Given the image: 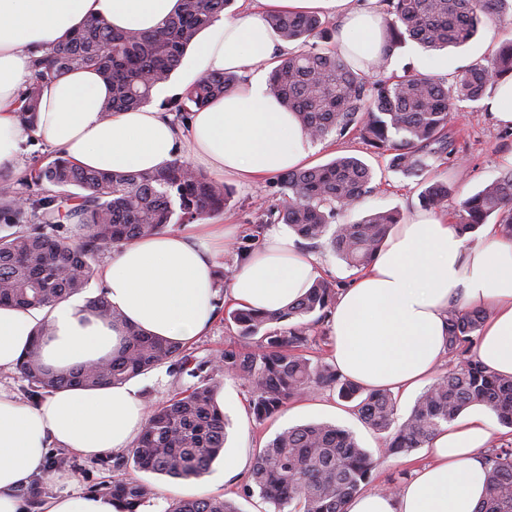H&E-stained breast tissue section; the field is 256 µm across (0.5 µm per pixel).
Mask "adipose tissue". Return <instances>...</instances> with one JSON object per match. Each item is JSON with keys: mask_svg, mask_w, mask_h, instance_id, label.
<instances>
[{"mask_svg": "<svg viewBox=\"0 0 512 512\" xmlns=\"http://www.w3.org/2000/svg\"><path fill=\"white\" fill-rule=\"evenodd\" d=\"M352 0H246L238 16L222 15L193 46L197 74L244 76L238 88L192 113L180 132L155 105L104 117L111 87L95 70L69 73L43 90L35 131L16 114L32 77V59L92 18L118 29L150 30L174 14L179 0H0V169L17 172L19 146L41 138L76 166L102 171L160 169L175 157L216 179L252 183L305 166L312 151L294 113L269 93L261 64L287 44L265 17L272 11H315L336 19L337 53L369 73L383 66L384 16L356 10ZM229 224L186 225L113 249L98 271L124 325L95 317L76 296L52 309L0 307V374L14 371L43 322L45 366L66 371L117 353L125 326L192 344L216 317L217 248L230 241ZM318 275V261L298 250L281 226L234 271L229 300L276 312L301 298ZM489 318L478 332L480 360L512 376V241L499 225L483 227L469 246L453 225L420 212L388 233L374 260L337 297L331 317V356L337 370L371 389L410 391L442 361L450 301ZM146 411L131 383L65 388L37 404H22L0 386V512H21L20 492L44 472L49 449L85 458L134 446ZM487 413L458 420L431 442L432 464L417 468L396 495L361 491L346 512H477L486 494ZM65 474L42 512H116L110 498L69 492Z\"/></svg>", "mask_w": 512, "mask_h": 512, "instance_id": "ef3b65f1", "label": "adipose tissue"}]
</instances>
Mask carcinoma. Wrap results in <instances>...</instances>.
<instances>
[{"mask_svg": "<svg viewBox=\"0 0 512 512\" xmlns=\"http://www.w3.org/2000/svg\"><path fill=\"white\" fill-rule=\"evenodd\" d=\"M231 0H181L177 14L152 32L114 31L92 20L34 60V75L19 98L18 116L35 128L44 85L82 68L99 72L111 85L104 115L135 110L152 101L153 90L168 81L188 46L228 7ZM386 14L385 41L391 51L410 39L430 49L469 42L479 30L512 14V0H379ZM267 22L284 42L298 50L271 61L269 92L295 113L313 140L357 132L373 153L389 158L390 169L424 185L422 207L444 208L452 187L432 176L429 160L449 161L457 147L451 116L463 100L482 98L489 84L512 78V38L502 39L489 65L473 64L449 78L406 70L373 78L336 54V27L315 12L271 14ZM234 73L200 76L179 100L166 104L174 120L187 124L190 113L235 87ZM288 189L279 207L261 210L260 224H286L313 243L330 235V245L349 266L362 270L375 257L397 211L374 212L338 224L341 211L354 208L371 192L373 173L355 156L279 174ZM228 186L202 174L181 158L156 171L103 172L84 169L56 156L31 169L23 180L0 171V306L46 309L83 292L101 253L114 246L195 224L224 213ZM498 216L502 235L512 238V168L459 203L456 228L462 236ZM339 294L334 280L318 279L298 302L274 313L249 308L228 312L237 341L218 360L198 359L187 346L129 328L122 349L106 361L89 363L60 375L39 359V343L20 360L16 372L28 382L27 398L37 403L59 388L97 387L126 382L160 366L196 382L167 403L148 411L136 445L112 458L115 476L91 492L112 498L117 512H138L150 498V485L126 477L128 466L173 479L207 473L224 450L225 421L216 402L214 373L245 381L249 407L262 424L288 403L317 388H328L353 404V411L385 437L392 456L422 448L467 408H489L512 428V376L486 366L474 347L489 317L484 310L448 308V360L456 369L435 377L402 423L396 400L386 389H368L344 377L336 367L312 362L306 350L317 326L332 314ZM88 307L114 325L123 322L104 292L88 298ZM486 495L477 512H512V435L491 441L485 457ZM376 460L353 434L331 423H310L278 433L256 455L246 496L258 495L277 512H345L346 502L373 479ZM168 512H239L221 497L180 498Z\"/></svg>", "mask_w": 512, "mask_h": 512, "instance_id": "cac0c4a2", "label": "carcinoma"}]
</instances>
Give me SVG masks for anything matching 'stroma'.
Wrapping results in <instances>:
<instances>
[{"instance_id": "1", "label": "stroma", "mask_w": 512, "mask_h": 512, "mask_svg": "<svg viewBox=\"0 0 512 512\" xmlns=\"http://www.w3.org/2000/svg\"><path fill=\"white\" fill-rule=\"evenodd\" d=\"M501 36V30L484 27L467 44L435 53L424 51L417 43L409 41L389 56L386 71L392 74L406 67L416 71L430 67L436 76L447 78L457 68L474 63L488 64ZM452 126L458 134L460 146L457 158L449 163L438 161L434 164L438 178L448 181L453 188L441 212L442 217L450 221L454 220L463 198L478 192L497 178L504 167L512 164V127L499 125L482 101L460 103ZM339 155L361 158L373 168L375 178L372 192L353 209L337 215V223H351L378 210L397 209L407 218L420 212L421 185L388 169L386 158L372 153L354 136L339 139L331 135L314 142L308 163L312 166L323 164ZM229 186L231 195L223 219L225 223L238 225L244 235L256 228L258 206L278 205L283 196L273 176L255 184L233 180ZM190 382V377H174L164 366L135 379L137 396L147 407L165 403ZM219 400L227 420L226 452L249 462L277 433L309 422H332L354 433L359 445L379 461L369 484L373 490L386 489L395 483L406 484L413 478L415 468L431 459L424 448L398 457L383 456V443L379 435L367 428L349 404L339 400L336 393L329 389L312 391L308 396L290 403L288 412L280 413L261 425L250 414V392L242 381L232 377L223 378ZM127 475L153 487V496L144 504L146 512H167L171 502L183 496V481L133 468L128 470Z\"/></svg>"}]
</instances>
